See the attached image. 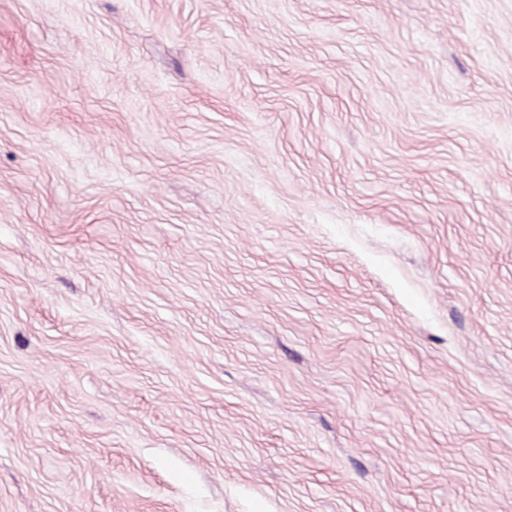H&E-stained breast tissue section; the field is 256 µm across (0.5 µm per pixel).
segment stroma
<instances>
[{"label":"stroma","instance_id":"obj_1","mask_svg":"<svg viewBox=\"0 0 512 512\" xmlns=\"http://www.w3.org/2000/svg\"><path fill=\"white\" fill-rule=\"evenodd\" d=\"M0 512H512V0H0Z\"/></svg>","mask_w":512,"mask_h":512}]
</instances>
